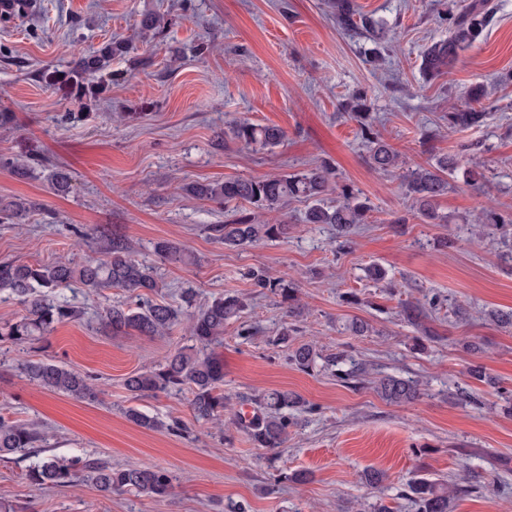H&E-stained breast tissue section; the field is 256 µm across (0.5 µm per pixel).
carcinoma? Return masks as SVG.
Returning <instances> with one entry per match:
<instances>
[{"mask_svg": "<svg viewBox=\"0 0 512 512\" xmlns=\"http://www.w3.org/2000/svg\"><path fill=\"white\" fill-rule=\"evenodd\" d=\"M336 24L352 29L363 26L375 30V24L358 13L353 0L336 4ZM442 20L450 28L448 40L431 46L424 57V71L430 78L444 74L457 59L460 51L473 46L481 36L484 18L475 8L465 13L445 11ZM118 46L107 44L98 54L82 58L71 70V76L80 83L86 95H93L98 84L94 74L106 67ZM473 106L448 113V127L468 128L482 120L485 112L476 109L481 103L482 90L476 88L468 94ZM363 95L352 97L348 103L351 115L359 122L360 133L367 143L366 164L377 172L394 174L406 193L414 200L417 216L425 224H439L445 217L437 211V201L448 194V177L460 171L464 181L478 195L487 191L486 177L477 161V152L470 145L461 146L454 155L436 156L433 162L416 168L402 169L398 153L383 141L371 128V117L366 112ZM235 139L245 145L274 147L284 133L275 126L259 125L247 120L236 121L231 126ZM338 189L342 201L327 206L323 198ZM188 191L195 197L238 205L234 219L225 224H214L211 230L224 241V248L241 250L266 239L284 238L288 224L285 207L293 199H306L310 205L305 212L307 224L336 226L340 246L346 247L349 235L358 224L367 223L371 211L368 199L347 185L335 184L333 167L323 161L306 171L290 176H271L263 180L227 179L223 182L192 183ZM32 208L25 199L15 198L0 202V213L21 216ZM474 230L499 232L502 237L512 235V218H505L496 208H483L474 224ZM155 253L164 261L181 262L186 259L184 250L167 241L155 244ZM254 286L280 298L288 315L297 312L300 305L298 287L292 281L271 279L263 274H252ZM85 288L96 294L104 289L120 288L138 298L136 307L109 304L101 314V328L109 335L120 336L132 330L141 336H166L172 328L187 323L196 345L177 349L164 357L154 367L134 372L124 380V386L134 397L164 393L177 395L191 392L190 407L196 420L216 421L224 417L230 398L224 396V363L211 352V347L224 338V324L240 316L245 308L241 299L233 295L216 297L197 307L193 306L194 291H184L187 307L156 302L150 294L159 288L156 265L136 259L127 243L112 238L106 257L88 258L75 264L55 261L42 265H29L12 260L0 261V290L17 297L25 314L16 322L0 328V339L14 343H33L52 331L55 326L78 319L79 311L61 300L56 291L61 288ZM435 303L406 302L400 316L403 321L424 335L419 342L434 339L424 326L427 310ZM288 360L304 372L321 367L337 379L363 383L366 366L343 353L323 354L316 346L304 343L288 348ZM29 379L44 389L61 392L77 399H95L97 391L90 379L53 362L33 361L23 367ZM374 391L393 404L412 402L420 397L416 381L408 378L381 375L370 381ZM256 410L249 417L237 416L234 424L259 448L271 453L283 447L288 437V411L309 410L311 405L294 392L273 390L253 397ZM127 418L148 430L180 432L178 422L166 424L141 411L130 408ZM45 440V435L22 420L0 418V457H6ZM79 479L91 483L105 494L135 492L153 498H164L174 488L175 476L164 469L141 465L114 466L100 457L86 456L64 462L55 456L43 458L28 470L26 480L36 491L52 486H66ZM409 500L415 512H451L455 496L463 489L428 478H416L408 484Z\"/></svg>", "mask_w": 512, "mask_h": 512, "instance_id": "obj_1", "label": "carcinoma"}]
</instances>
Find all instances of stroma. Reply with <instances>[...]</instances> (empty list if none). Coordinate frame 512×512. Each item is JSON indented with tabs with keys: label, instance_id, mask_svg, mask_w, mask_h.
Here are the masks:
<instances>
[{
	"label": "stroma",
	"instance_id": "obj_1",
	"mask_svg": "<svg viewBox=\"0 0 512 512\" xmlns=\"http://www.w3.org/2000/svg\"><path fill=\"white\" fill-rule=\"evenodd\" d=\"M355 2L388 40L338 27L332 0H37L25 17L0 21V112L15 116L14 124L0 126V199L32 204L23 219L0 220V261L79 263L104 257L118 235L136 258L158 265L159 299L176 304L193 288L201 302L236 294L247 303L215 348L224 362V393L233 399L221 426L197 422L187 392L130 396L125 377L191 338L180 326L163 337L107 335L99 327L104 299L85 289L61 290L81 316L44 341L0 342V416L46 434L33 452L0 459V497L18 512H224L231 502L246 512H372L379 502L407 512L411 480L459 484L471 472L482 485L457 497L454 512H512V413L503 397L512 392V328L487 317L493 309L512 310V265L502 260L512 240L471 235L466 224L488 200L512 215V0H485L481 40L429 81L423 53L449 36L439 13L467 11L475 0ZM148 14L162 16L159 33H142L140 19ZM111 42L123 49L96 99L40 79L44 70H72ZM476 87L485 93L483 123L449 129V112ZM358 92L381 138L407 165L476 145L488 196L454 175L438 202L447 223H422L399 180L365 162L359 125L344 110ZM67 112L72 120L61 123ZM235 119L279 126L285 138L271 149L245 146L229 133ZM324 160L372 207L345 250L337 247L334 226L304 223V201L288 206L287 238L226 250L210 227L231 219V207L186 191L198 181L287 176ZM16 163L28 166V176L15 175ZM60 168L72 176L63 192L50 183ZM443 238L453 247L440 248ZM162 240L182 246L185 262L160 261L154 246ZM373 264L385 268L386 282L366 278ZM253 270L295 281L300 316L288 318L275 296L258 294ZM348 292L356 303H346ZM428 297L439 301L426 323L434 339L416 351L415 331L399 311ZM459 306L468 322L456 318ZM355 316L373 326L371 336L350 335L346 323ZM290 320L297 342L351 352L370 378L417 379L420 397L390 404L369 382L349 386L322 371L298 370L267 342ZM247 324L262 335L240 336ZM468 340L482 343L483 353L463 349ZM39 360L94 376L97 401L29 381L23 366ZM475 362L487 380L470 377ZM462 388L473 401L458 399ZM274 389L313 406L290 412L288 439L275 457L232 423L235 412L253 409L241 396ZM130 406L165 426L180 421L187 431L141 429L124 416ZM46 455L154 465L175 475V488L159 499L107 497L86 482L37 492L26 473ZM371 467L386 474L381 489L362 479ZM299 470L309 472V482L287 481Z\"/></svg>",
	"mask_w": 512,
	"mask_h": 512
}]
</instances>
